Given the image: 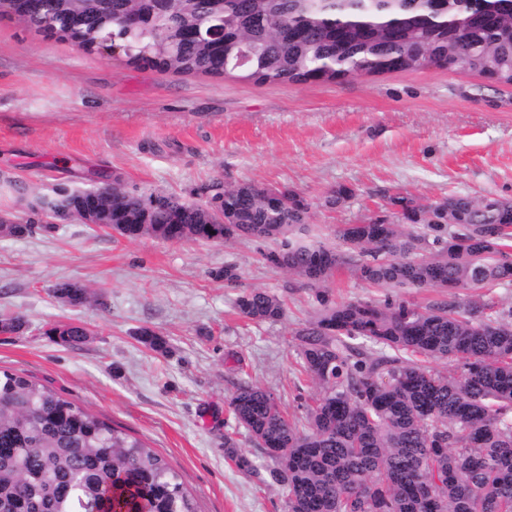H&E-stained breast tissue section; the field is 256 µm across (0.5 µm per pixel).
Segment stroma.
<instances>
[{"mask_svg": "<svg viewBox=\"0 0 512 512\" xmlns=\"http://www.w3.org/2000/svg\"><path fill=\"white\" fill-rule=\"evenodd\" d=\"M245 182L297 191L312 209L293 237L336 250L337 225L390 217L397 192L424 203L510 200L512 86L437 67L290 84L160 73L0 19V213L33 226L0 237V315L26 321L22 333L0 334V370L40 379L154 448L200 512H286L281 486L227 457L230 439L253 464L269 462L227 402L249 382L288 418L306 416L317 389L298 371L294 333L316 317L313 291L263 261L278 239H128L77 220L47 229L28 203L61 185L106 183L204 203L217 186ZM340 186L353 197L324 207ZM228 265L237 284L223 278ZM63 280L94 302L57 301ZM252 288L283 301L284 316L239 315L235 300ZM327 293L423 307L449 299L435 288H369L347 265ZM72 321L88 328L84 344L49 336ZM142 328L164 337L166 354L138 340Z\"/></svg>", "mask_w": 512, "mask_h": 512, "instance_id": "35a3bbf8", "label": "stroma"}]
</instances>
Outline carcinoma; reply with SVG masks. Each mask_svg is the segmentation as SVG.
Returning <instances> with one entry per match:
<instances>
[{"label": "carcinoma", "mask_w": 512, "mask_h": 512, "mask_svg": "<svg viewBox=\"0 0 512 512\" xmlns=\"http://www.w3.org/2000/svg\"><path fill=\"white\" fill-rule=\"evenodd\" d=\"M13 20L87 53L119 48L160 72L256 83L336 82L462 53L466 71L512 85V0H13ZM243 52L247 68L237 66ZM225 223L208 205L112 187L86 201L112 228L165 241L285 238L309 204L287 187L222 188ZM394 220L336 225L358 252L353 272L373 288H464L512 282V201L455 194L437 208L395 193ZM445 243L428 256L420 250ZM316 291L318 318L296 332L300 366L319 389L305 421H291L267 391L241 383L228 400L238 425L272 465L225 451L259 482L286 489V512H512V307L463 298L421 308L388 299L332 302L324 287L345 257L286 241L263 254ZM53 294L71 305L87 291ZM245 318L276 321L284 306L243 291ZM49 334L75 347L71 323ZM140 341L164 353L149 329ZM441 363L439 370L433 364ZM0 512H199L179 475L140 439L40 380L0 371Z\"/></svg>", "instance_id": "obj_1"}]
</instances>
